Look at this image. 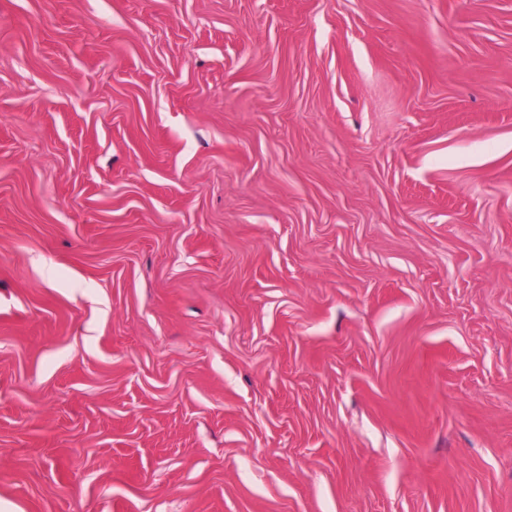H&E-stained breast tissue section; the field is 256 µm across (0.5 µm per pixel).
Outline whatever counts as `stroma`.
Masks as SVG:
<instances>
[{"label": "stroma", "mask_w": 512, "mask_h": 512, "mask_svg": "<svg viewBox=\"0 0 512 512\" xmlns=\"http://www.w3.org/2000/svg\"><path fill=\"white\" fill-rule=\"evenodd\" d=\"M0 505L512 512V0H0Z\"/></svg>", "instance_id": "1"}]
</instances>
